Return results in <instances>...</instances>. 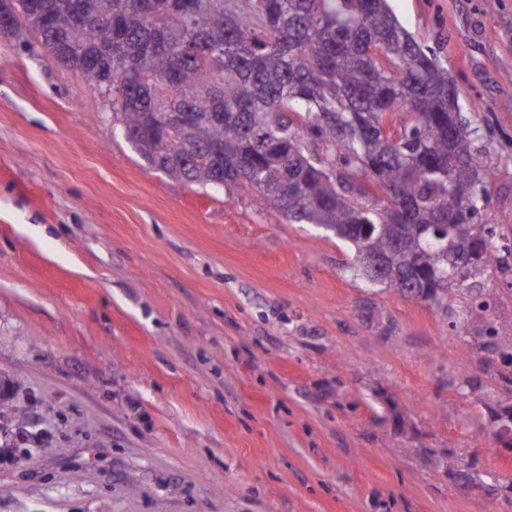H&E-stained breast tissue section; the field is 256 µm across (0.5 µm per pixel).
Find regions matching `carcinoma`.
I'll return each mask as SVG.
<instances>
[{
    "mask_svg": "<svg viewBox=\"0 0 512 512\" xmlns=\"http://www.w3.org/2000/svg\"><path fill=\"white\" fill-rule=\"evenodd\" d=\"M60 44L122 135L170 178L240 189L354 247L367 279L456 317L498 300L473 278L512 255V225L484 224L491 143L461 114L448 67L387 0H91L112 26L73 25L69 0H43ZM376 46L380 55H370ZM174 112L191 114L185 126ZM167 136L156 165L151 145ZM220 145L217 161L208 152ZM437 224L457 229L439 235ZM389 259L374 267L365 252ZM512 365V336L477 325Z\"/></svg>",
    "mask_w": 512,
    "mask_h": 512,
    "instance_id": "1",
    "label": "carcinoma"
}]
</instances>
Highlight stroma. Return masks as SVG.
<instances>
[{"label": "stroma", "instance_id": "35a3bbf8", "mask_svg": "<svg viewBox=\"0 0 512 512\" xmlns=\"http://www.w3.org/2000/svg\"><path fill=\"white\" fill-rule=\"evenodd\" d=\"M389 4L490 136L486 221L512 224V0ZM38 41L0 33V512H512L474 326L151 167Z\"/></svg>", "mask_w": 512, "mask_h": 512}]
</instances>
